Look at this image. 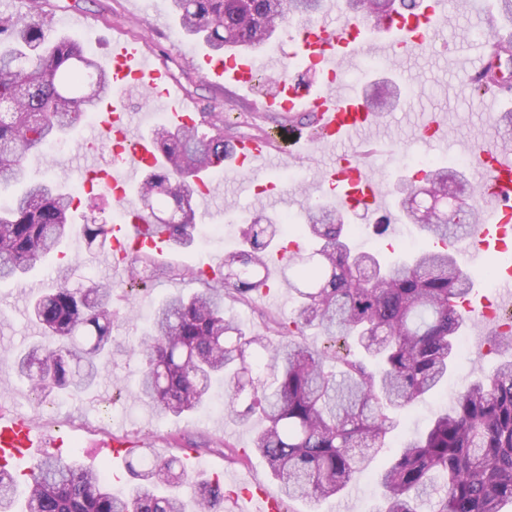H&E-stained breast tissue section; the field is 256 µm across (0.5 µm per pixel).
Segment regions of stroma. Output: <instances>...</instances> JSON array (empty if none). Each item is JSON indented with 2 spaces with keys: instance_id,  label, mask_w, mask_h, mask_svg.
Listing matches in <instances>:
<instances>
[{
  "instance_id": "stroma-1",
  "label": "stroma",
  "mask_w": 512,
  "mask_h": 512,
  "mask_svg": "<svg viewBox=\"0 0 512 512\" xmlns=\"http://www.w3.org/2000/svg\"><path fill=\"white\" fill-rule=\"evenodd\" d=\"M50 2L53 9L48 23L53 35L82 41L85 50L98 61H105L113 36L130 28L137 31L148 42L155 60L170 71L200 108H207L215 99L233 101L243 119L241 134L266 133L277 146L283 147L304 131L302 116H295L292 125L282 127L278 124L279 113L259 111L256 99L270 90V83L257 84L255 94L246 95L231 86L208 82L196 66L201 45L180 33L166 7L154 11L143 6L134 8L129 0ZM500 22L494 0H452L441 20V36L437 42L425 50L409 53L400 68L383 65L380 52L367 41L346 63L345 68L350 72L349 78L342 81L346 90L362 97L374 86L385 83L396 85L400 90L394 111L387 113L378 127L365 134L369 145L381 143L386 147L385 154L370 161L367 167L383 188L395 187L416 176L417 168L411 164V156L426 153L437 164L444 165L452 158L473 156L475 146L512 139L499 124L501 112L512 101L502 96L481 102L472 100L462 78L464 64L472 61L481 50L477 32L488 26H499ZM264 55L281 59L291 78L303 85L315 86L322 80L321 73L309 69L305 61L295 56L289 35L270 43ZM425 112L441 116L438 139H428L420 130V116ZM82 137V130H75L66 140V152L45 151L30 158L28 180L37 182L63 174L69 180H79L83 163ZM350 150L347 144H318L307 159L291 158L265 170L230 176L220 170L214 172L211 194L195 200L201 226L195 231L193 244L164 252L161 257L164 264L186 269V276H159L146 291L129 300L124 297L129 281L113 276L105 264L106 252L88 255L82 253L78 239L69 240V253L80 256L74 283L108 282L115 296L112 336L116 347L97 382L81 393L58 395L53 402L37 404L14 368L17 352L45 340L40 326L29 317L28 305L30 299L38 295L40 287L54 286L55 263L45 264L23 281L0 282V408L22 411L50 431L67 436L64 455L87 467L98 468L108 463V451L101 443L107 440L111 429L120 426L130 439L147 442L151 455L187 459L196 470L209 476H222L226 471L240 469L266 488L277 490L278 483L262 458L250 452L248 458L241 461L235 455L241 448L250 451L255 435L264 426L261 419L254 417L239 422L228 417L223 403L224 389L219 385L213 386L212 400L205 409L177 418L159 413L150 404L134 401L132 394L141 378L142 365L132 348L149 325L161 298L200 289V282L190 277V270L238 247L247 218L259 211L271 215L288 212L299 217L309 200L328 196L329 187L318 182L319 170L335 164ZM271 180L280 182L283 188L282 196L274 203L258 193L259 185ZM295 307V300L285 294L274 303L260 295L249 302L231 297L224 301L226 313L238 318L253 332L263 331L268 317H290ZM494 329L491 322L467 329V336L478 339V346L457 359L441 393L415 402L403 411L398 427L379 452V459H387L395 452L397 441L423 429L433 414L452 403L472 379L499 363L500 354L491 352L487 342ZM379 493L371 472L365 471L357 475L342 497L322 502L292 500L288 503V512H373Z\"/></svg>"
}]
</instances>
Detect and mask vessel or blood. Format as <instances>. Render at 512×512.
<instances>
[{"label":"vessel or blood","mask_w":512,"mask_h":512,"mask_svg":"<svg viewBox=\"0 0 512 512\" xmlns=\"http://www.w3.org/2000/svg\"><path fill=\"white\" fill-rule=\"evenodd\" d=\"M441 0H425L418 14L394 15L381 25L373 21L346 18L335 23L321 20L298 34L299 51L306 60L325 73L322 87L313 89L290 80H275L274 88L262 96L263 111L312 113L321 142L337 144L354 134L376 126L380 118L355 95L338 90V73L344 60L351 57L365 32L380 27L386 34L378 49L389 65H396L404 51L421 49L435 41L440 30ZM107 69L112 75V103L97 112V123L86 134L85 162L82 172L87 185L103 192H112L116 201L125 205V219L112 227V248L108 263L113 273L127 270L133 256L146 251H163L168 245L166 232L153 228L147 215L128 205L134 174L145 171L155 161L152 139L140 135L136 124L124 106L127 89L148 90L154 103L169 115L178 127L195 124L200 116L196 103L189 99L172 80L169 72L157 64L147 47L121 36L113 37L107 57ZM197 65L203 75L215 84H230L245 92L255 89L254 73L257 57L238 52L224 58L201 53ZM111 138L117 167L107 169L95 160L99 140ZM278 150L272 140L255 137L238 141L224 169L228 172L256 171L276 157ZM477 167L482 175L479 186L489 204L474 225L467 247L459 249L458 257L465 270L471 271L496 253L512 250V148L487 145L477 155ZM321 184L332 187L345 184L352 196L367 210L376 212L385 205V195L377 181L365 171L360 153L343 158L341 163L324 168L319 173ZM48 439L29 418L0 412V457L14 460L34 458ZM241 500L255 503V512H280L281 502L265 491L242 488Z\"/></svg>","instance_id":"vessel-or-blood-1"}]
</instances>
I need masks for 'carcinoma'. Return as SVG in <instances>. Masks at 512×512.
Returning <instances> with one entry per match:
<instances>
[{
	"mask_svg": "<svg viewBox=\"0 0 512 512\" xmlns=\"http://www.w3.org/2000/svg\"><path fill=\"white\" fill-rule=\"evenodd\" d=\"M24 16L0 15V185H23L0 203V281L16 280L60 252L73 232L80 195L58 177L26 181V160L67 135L112 96V78L69 37L51 35L46 0H29ZM180 32L216 55L266 45L279 28L312 24L326 0H167ZM349 13L384 20L413 11L418 0H342ZM503 29L485 44V66L469 83L472 97L511 91L498 77L512 60V0H498ZM397 94L371 98L369 108L386 114ZM230 113L205 112L192 127L159 124L151 130L158 164L138 191L136 209L163 227L174 247L190 245L196 231V180L224 168L232 128ZM423 183L448 198L430 210L416 209L415 181L401 183L396 205L401 219L429 233L431 245L408 258L385 260L354 252L341 211L325 199L307 207L304 235L313 243L305 256L280 245L283 219L264 216L248 225L243 246L224 254V265L203 272L163 268L158 255L137 256L133 281L161 270L189 274L206 288L190 296L171 294L157 305L152 323L134 348L143 364L132 397L179 417L208 399L213 379L227 387L228 414H255L265 427L252 448L267 463L288 499L336 498L359 470L369 466L395 426L394 416L437 390L448 377L465 327L459 300L471 292L470 277L434 243L458 242L479 223L480 212L458 205L463 175L429 164ZM88 249L110 245L112 229L82 225ZM282 246L288 259L283 286L297 306L293 316L272 319L266 333L276 345L250 336L224 311L233 292L249 298L268 286V250ZM74 266L57 287L30 303V316L56 346L35 347L18 359L20 374L38 400L54 391L91 384L112 342V284L69 286ZM316 328L344 352L310 348L293 339ZM136 482L115 495L110 469L93 470L68 456L39 461L26 483L25 512H184L189 490L200 512H222L224 485L195 477L176 458L143 454ZM382 499L374 512H505L512 505V360L471 381L449 410L425 432L407 439L378 467ZM19 479L0 462V512L15 501Z\"/></svg>",
	"mask_w": 512,
	"mask_h": 512,
	"instance_id": "cac0c4a2",
	"label": "carcinoma"
}]
</instances>
